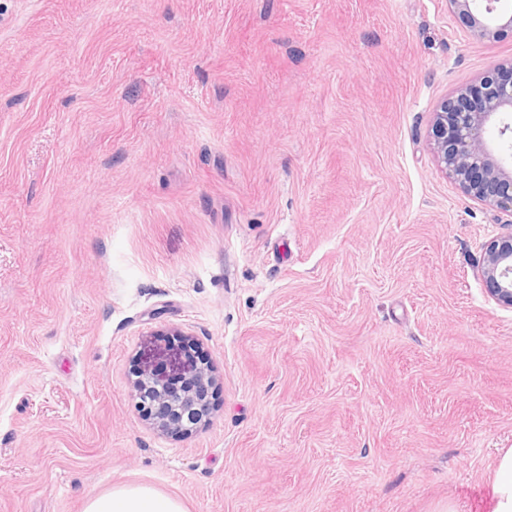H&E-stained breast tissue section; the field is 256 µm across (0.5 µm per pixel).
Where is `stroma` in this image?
<instances>
[{"instance_id": "obj_1", "label": "stroma", "mask_w": 512, "mask_h": 512, "mask_svg": "<svg viewBox=\"0 0 512 512\" xmlns=\"http://www.w3.org/2000/svg\"><path fill=\"white\" fill-rule=\"evenodd\" d=\"M511 59L448 0H0V512H489L512 214L427 129ZM168 346L215 379L180 436L133 389ZM487 296L497 305L512 309V232L490 240L477 267ZM84 512H185L183 503L146 485L114 486L89 496Z\"/></svg>"}]
</instances>
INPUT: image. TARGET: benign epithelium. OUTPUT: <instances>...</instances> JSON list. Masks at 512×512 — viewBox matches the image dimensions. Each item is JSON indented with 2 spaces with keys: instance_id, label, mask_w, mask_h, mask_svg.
Wrapping results in <instances>:
<instances>
[{
  "instance_id": "obj_1",
  "label": "benign epithelium",
  "mask_w": 512,
  "mask_h": 512,
  "mask_svg": "<svg viewBox=\"0 0 512 512\" xmlns=\"http://www.w3.org/2000/svg\"><path fill=\"white\" fill-rule=\"evenodd\" d=\"M503 0H448L451 11L479 39L512 36V7ZM430 144L438 169L464 192L512 213V61L493 65L479 83L443 98L432 113ZM487 296L512 309V232L490 240L477 267ZM213 381L203 367L175 348H161L144 362L137 396L149 391L153 424L179 432L181 416H204Z\"/></svg>"
}]
</instances>
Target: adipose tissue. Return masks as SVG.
Returning <instances> with one entry per match:
<instances>
[{
    "label": "adipose tissue",
    "instance_id": "ef3b65f1",
    "mask_svg": "<svg viewBox=\"0 0 512 512\" xmlns=\"http://www.w3.org/2000/svg\"><path fill=\"white\" fill-rule=\"evenodd\" d=\"M84 512H185L183 503L146 485L115 486L89 496Z\"/></svg>",
    "mask_w": 512,
    "mask_h": 512
}]
</instances>
